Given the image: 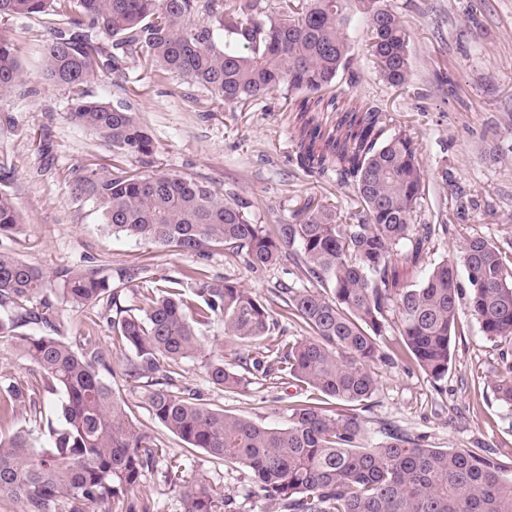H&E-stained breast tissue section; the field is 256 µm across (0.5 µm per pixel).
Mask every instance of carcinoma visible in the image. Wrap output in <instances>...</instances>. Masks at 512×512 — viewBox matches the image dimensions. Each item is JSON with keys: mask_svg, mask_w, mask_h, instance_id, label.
I'll return each mask as SVG.
<instances>
[{"mask_svg": "<svg viewBox=\"0 0 512 512\" xmlns=\"http://www.w3.org/2000/svg\"><path fill=\"white\" fill-rule=\"evenodd\" d=\"M366 19L368 51L379 77L401 86L410 75L408 25L385 0H279L275 15L261 0H0V96L27 85L10 25L46 18L51 35L42 57L43 79L68 93L69 118L112 146V163L68 171L71 196L91 202L114 235L202 255L221 246L253 269L291 260L311 288H278L265 302L227 278L201 268L186 277L197 288L187 298L166 285L147 286L141 267H119L120 282L145 304L119 310L112 331L126 355L123 374L145 379L153 421L192 448L240 469L253 493L274 512H512V472L482 448H427L420 439L392 433L365 442L360 414L333 413L315 403L284 409L288 424L269 428L212 409L180 388L181 363L205 350L200 328L214 320L224 335L254 353L239 357L267 377L278 374L337 402L367 407L378 389L371 371L380 357L385 313L400 318L401 358L418 367L436 390L448 375L451 339L460 322L463 288L456 264L443 260L413 284L406 271L424 258L446 224H418L427 171L419 144L388 131L382 110L362 104L327 130L309 119L300 130L298 162L309 174L336 171L352 185L361 212L342 223L336 211L307 205L295 224L270 230L246 214L250 203L192 178L155 169L143 175L129 161L154 163L157 142L127 102L86 99V85L104 82L125 59L142 54L160 79L174 74L203 86L226 104L283 93L304 94L301 115L324 99L340 73L351 69L346 27ZM231 41L218 45L217 32ZM0 178V235L22 227ZM463 266L468 311L487 338L512 343V258L482 237L466 242ZM61 296L81 306L116 301L112 277L94 267L61 273ZM46 273L0 251V339L35 365L57 395L47 424L51 445H35L34 430L0 436V498L23 512H90L93 505L126 504L163 449L142 431L103 373L111 362L52 335L54 303ZM295 317L310 335L295 342L272 334L273 307ZM40 324L50 332L21 334ZM208 381L226 392L246 389L249 378L224 367V355L206 358ZM498 400L512 407V364L494 381ZM21 392L0 394V420L15 412ZM166 485L180 493L183 512H237L224 485L185 479L170 465Z\"/></svg>", "mask_w": 512, "mask_h": 512, "instance_id": "obj_1", "label": "carcinoma"}]
</instances>
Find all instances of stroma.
Wrapping results in <instances>:
<instances>
[{
    "mask_svg": "<svg viewBox=\"0 0 512 512\" xmlns=\"http://www.w3.org/2000/svg\"><path fill=\"white\" fill-rule=\"evenodd\" d=\"M388 2L409 26L407 83L394 87L379 78L365 46L366 23L355 15L347 36L353 67L363 81L351 89L340 78L335 89L377 105L389 131H408L420 144L429 178L417 220L432 223L438 214H447L449 232L434 239L414 269L412 280L418 283L434 264L460 260L464 244L476 236L512 252V0ZM14 38L24 70L38 80L41 53L50 38L42 19L18 23ZM441 71L447 72V82L437 80ZM87 94L92 100L131 102L158 142L156 160L163 169L247 198L254 223L294 222L309 202L335 208L344 218L361 209L353 187L339 183L335 173L310 176L298 167L296 96L227 106L179 77L158 80L138 57L127 59L111 82L88 85ZM69 108L65 91L50 84L33 96L17 91L0 97V172L11 182L24 222L20 233L0 236V250L47 274L58 338L106 354L117 396L185 475L223 484L240 512H269L267 501L252 495L234 467L188 447L153 422L142 381L122 374L123 353L110 321L117 308L132 305L130 288L113 282L116 307H82L62 300L54 274L95 265L105 275L115 267L142 266L148 279L177 280L187 292L191 284L185 271L201 267L209 277L239 281L265 299L279 284L302 288L306 281L285 259L255 271L220 247L200 257L112 235L91 203L71 198L65 181L70 168L111 158L112 148L72 123ZM385 327L383 357L373 365L379 388L361 414L369 442L396 428L421 438L428 448H484L512 470V408L499 402L492 389L506 344L487 339L477 321L462 314L445 390L439 393L422 371L393 361L400 349L397 313L386 314ZM181 374L183 386L201 393L211 408L270 427L286 424L283 410L289 403L324 400L306 387L258 376L245 390L228 393L208 382L197 358L184 360ZM12 386L24 400L13 417L0 421V435L6 437L29 428L35 410L49 411L55 397L45 390L35 366L0 343V391Z\"/></svg>",
    "mask_w": 512,
    "mask_h": 512,
    "instance_id": "1",
    "label": "stroma"
}]
</instances>
